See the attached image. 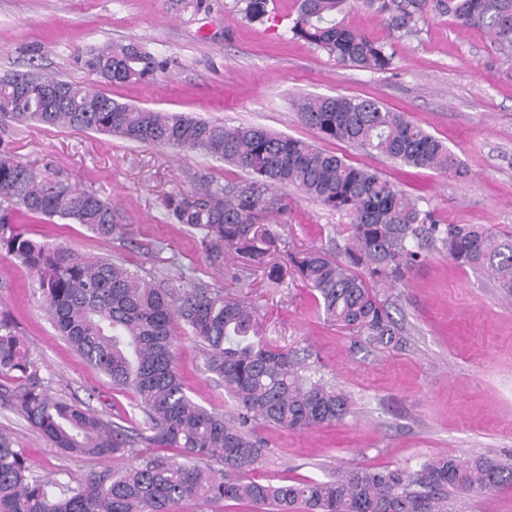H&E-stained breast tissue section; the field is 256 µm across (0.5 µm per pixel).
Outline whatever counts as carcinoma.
I'll list each match as a JSON object with an SVG mask.
<instances>
[{"label": "carcinoma", "mask_w": 512, "mask_h": 512, "mask_svg": "<svg viewBox=\"0 0 512 512\" xmlns=\"http://www.w3.org/2000/svg\"><path fill=\"white\" fill-rule=\"evenodd\" d=\"M241 2L248 21L267 19L270 0ZM356 5L381 15L400 38L417 35L430 16L447 17L463 30L483 28L512 48V0H300L290 31L341 64L391 69L392 46L344 24ZM73 64L112 84L144 82L162 68L135 44L89 47L73 56ZM294 107L301 122L325 139L454 179L465 175L442 141L379 101L313 96L297 99ZM2 116L200 151L248 171L250 177L222 188L203 186L165 199L175 223L201 233L200 249L225 248L246 259L240 279L256 271L270 281L288 276V264L275 260L281 234L270 224V217L286 211L288 199L274 189L293 188L346 214L350 224L335 229L347 232L336 253L307 249L291 264L318 312L377 346L399 345L378 289L403 283L426 245L438 242L458 265L489 271L512 296V235L482 224H440L433 210L380 172L301 139L131 106L34 70L0 75ZM20 216L70 220L108 239L122 234L110 203L93 190L39 177L0 147V252L36 274L62 335L114 389L133 395L144 422L128 430L52 393L27 345L0 319V399L52 448L137 460L63 483L33 474L25 449L0 432V512H182L192 501H245L268 512H448L463 494L512 485V459L491 455L436 456L417 469L348 465L326 480L255 479L252 473L269 452L257 428L298 431L341 422L352 413L350 394L325 378L309 349H289L265 336L253 308L224 296V289L202 281L186 288L172 274L148 280L111 259L89 261L28 237ZM176 322L199 345L204 372L232 399L229 417L188 396L175 366ZM156 447L174 448L178 456L157 454Z\"/></svg>", "instance_id": "cac0c4a2"}]
</instances>
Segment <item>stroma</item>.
Wrapping results in <instances>:
<instances>
[{"mask_svg": "<svg viewBox=\"0 0 512 512\" xmlns=\"http://www.w3.org/2000/svg\"><path fill=\"white\" fill-rule=\"evenodd\" d=\"M241 7L240 0H0V73L36 69L134 106L284 133L383 173L429 205L440 223L512 230V55L502 54L486 30L428 19L417 36L395 42L391 70L374 73L338 64L294 38L296 0H271L264 23L248 22ZM111 43L139 44L164 67L132 85L74 67L76 50ZM307 95L371 99L405 113L463 162L466 176L453 179L324 139L296 115L295 100ZM0 143L39 175L96 191L124 226L122 237L103 239L80 224L29 218L32 238L87 258L179 271L190 284L220 285L226 296L254 307L278 344L309 347L351 395L353 412L342 423L303 432L261 429L269 454L255 478L324 480L343 465L412 467L441 454L512 459V299L485 272L455 264L442 250H424L403 286L380 291L403 343L377 349L318 314L298 278L280 286L260 274L237 280V254L209 257L196 231L171 223L167 194L239 181V168L199 151L36 122L11 125ZM287 197L277 224L286 250L331 248L333 226L347 224V217L295 191ZM0 317L13 322L53 392L123 426L142 424L131 394L113 389L60 335L36 275L3 252ZM175 337L188 395L233 413L223 388L202 373L197 343L180 326ZM0 431L26 448L35 471L64 482L114 465L49 447L1 403Z\"/></svg>", "mask_w": 512, "mask_h": 512, "instance_id": "35a3bbf8", "label": "stroma"}]
</instances>
